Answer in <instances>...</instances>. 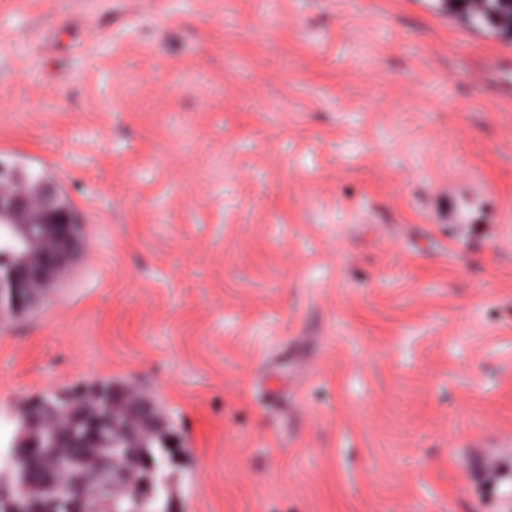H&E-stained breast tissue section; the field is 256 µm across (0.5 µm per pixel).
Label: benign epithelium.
Listing matches in <instances>:
<instances>
[{
    "instance_id": "1",
    "label": "benign epithelium",
    "mask_w": 512,
    "mask_h": 512,
    "mask_svg": "<svg viewBox=\"0 0 512 512\" xmlns=\"http://www.w3.org/2000/svg\"><path fill=\"white\" fill-rule=\"evenodd\" d=\"M77 228L71 208L50 183H30L0 164V245L13 248L8 259H0V303L20 311L44 295L79 247ZM114 410L127 415L120 436L131 448L142 440L140 423L153 422V405L128 387L79 414L91 447H97L103 434L112 431ZM29 419L31 426L24 440L30 444L46 429L62 425V419L46 403L32 405ZM126 493L127 485L116 471L112 482L96 486L94 498L114 501Z\"/></svg>"
}]
</instances>
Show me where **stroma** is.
I'll return each mask as SVG.
<instances>
[{
    "label": "stroma",
    "mask_w": 512,
    "mask_h": 512,
    "mask_svg": "<svg viewBox=\"0 0 512 512\" xmlns=\"http://www.w3.org/2000/svg\"><path fill=\"white\" fill-rule=\"evenodd\" d=\"M464 0H0V162L81 244L0 310V460L136 388L172 512H512V29ZM94 389H102V394L107 395L111 390V385H102L95 388H90L87 390H78L73 392L69 397L59 400L52 397L45 398L44 401H47L53 405L56 406L58 412L62 416H69L74 410H81L82 409V398L83 393L88 390H94ZM29 419L31 426L24 434V440L29 444L36 442L48 428H59L63 421L53 408L46 403H36L31 406Z\"/></svg>",
    "instance_id": "obj_1"
}]
</instances>
